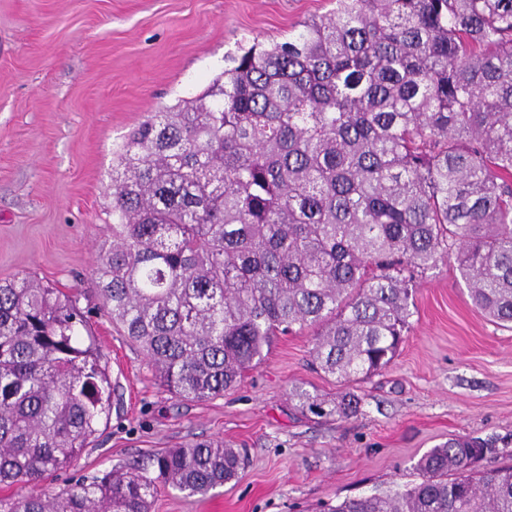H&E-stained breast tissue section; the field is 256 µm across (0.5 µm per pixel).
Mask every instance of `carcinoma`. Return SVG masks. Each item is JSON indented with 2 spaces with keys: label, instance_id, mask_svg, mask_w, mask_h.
<instances>
[{
  "label": "carcinoma",
  "instance_id": "cac0c4a2",
  "mask_svg": "<svg viewBox=\"0 0 512 512\" xmlns=\"http://www.w3.org/2000/svg\"><path fill=\"white\" fill-rule=\"evenodd\" d=\"M112 150V223L93 270L101 310L159 384L206 402L280 336L313 330L312 364L343 384L396 356L409 283L452 261L472 303L512 324V0H336L288 41L229 54ZM81 294L0 280V512H151L203 495L246 458L218 440L163 448L58 493L114 388ZM297 407L348 418L295 386ZM451 438L421 481L329 512H512V466Z\"/></svg>",
  "mask_w": 512,
  "mask_h": 512
}]
</instances>
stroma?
Here are the masks:
<instances>
[{
  "label": "stroma",
  "instance_id": "35a3bbf8",
  "mask_svg": "<svg viewBox=\"0 0 512 512\" xmlns=\"http://www.w3.org/2000/svg\"><path fill=\"white\" fill-rule=\"evenodd\" d=\"M335 0H0V280L32 274L91 292L111 223L112 149L149 113L200 94L226 53L282 43ZM391 365L354 383L358 413L301 411L299 385L344 387L310 364L309 332L279 337L236 390L171 399L100 312L95 338L118 396L99 437L38 491L57 492L162 448L221 439L245 449L238 480L206 497L159 494L153 512H318L420 482L414 465L456 437L496 440L482 470L512 465V328L475 308L455 264L417 276Z\"/></svg>",
  "mask_w": 512,
  "mask_h": 512
}]
</instances>
